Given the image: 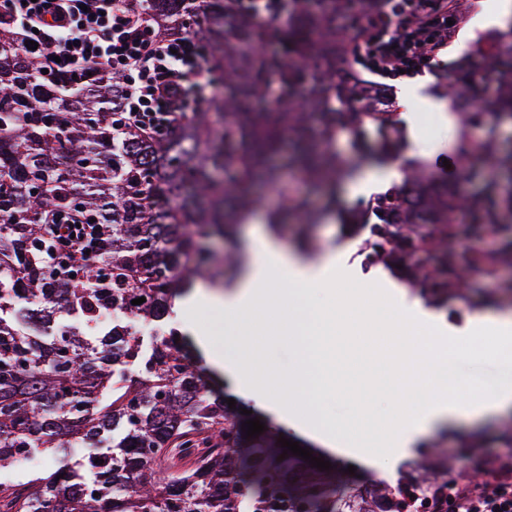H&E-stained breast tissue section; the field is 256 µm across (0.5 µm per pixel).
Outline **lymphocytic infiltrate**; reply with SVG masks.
<instances>
[{
	"label": "lymphocytic infiltrate",
	"instance_id": "f902f5d3",
	"mask_svg": "<svg viewBox=\"0 0 512 512\" xmlns=\"http://www.w3.org/2000/svg\"><path fill=\"white\" fill-rule=\"evenodd\" d=\"M478 0H383L356 15L345 43L364 71L385 79L413 77L447 54ZM36 42L35 57L49 75L85 76L97 63L125 76L119 113L141 129L171 132L186 113L213 99L199 40L165 39L145 13L124 0H0V26ZM61 251L55 270L79 274L100 263L105 237L99 225L49 224ZM454 497L435 490L427 512H512V462L487 480L465 478Z\"/></svg>",
	"mask_w": 512,
	"mask_h": 512
}]
</instances>
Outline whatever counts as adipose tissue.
<instances>
[{"mask_svg": "<svg viewBox=\"0 0 512 512\" xmlns=\"http://www.w3.org/2000/svg\"><path fill=\"white\" fill-rule=\"evenodd\" d=\"M298 284L305 287L304 315L310 326L295 336L297 367L288 373L272 371L266 367L260 342L265 336L287 334L289 318L299 313L294 301ZM379 295L372 282L356 291L343 288L332 255L308 264L282 252L272 238L257 235L235 290L209 298L210 308L222 313L226 322L224 348L211 346L206 336L199 342L208 364L254 409L349 458H364L367 449L375 448L387 459L434 429L512 411L511 384L479 394L457 380L454 359L442 336H429L423 346L405 348V340L418 333L421 316L400 310L371 313L368 304ZM475 333L494 338L498 357L512 362V312L479 316ZM335 335L361 343L366 353L378 354L379 373L358 390L343 391L349 412L330 429L310 420L304 408L334 389L337 360L331 338ZM374 392L386 401L381 408L384 421L377 433L368 436L359 421L370 411L369 396Z\"/></svg>", "mask_w": 512, "mask_h": 512, "instance_id": "adipose-tissue-1", "label": "adipose tissue"}]
</instances>
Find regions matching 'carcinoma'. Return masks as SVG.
Here are the masks:
<instances>
[{
    "instance_id": "carcinoma-1",
    "label": "carcinoma",
    "mask_w": 512,
    "mask_h": 512,
    "mask_svg": "<svg viewBox=\"0 0 512 512\" xmlns=\"http://www.w3.org/2000/svg\"><path fill=\"white\" fill-rule=\"evenodd\" d=\"M228 0H206L198 34L206 42L210 75L224 89L218 105L224 124L193 112L165 135L110 119L123 76L99 68L80 87L45 78L41 63L21 51L12 29L0 26V469L37 452L55 457L87 445L75 465L37 474L27 492L0 485L7 512H351L336 501L337 474L310 469L285 456L267 434L246 436V417L229 408L191 363L184 335L156 338L149 357L123 323L94 336L60 325L63 312L86 322L120 311L132 300L134 317L168 318L178 293L210 271L204 245L232 239L233 228L259 206L256 182L276 187L282 208L275 227L306 226L337 217L366 239V261L437 301L460 297L472 274L496 278L512 271V225L501 212L512 197L492 183L461 198L456 182L432 172L407 179L374 197L365 211L349 213L339 192L352 177L336 150L344 138L361 152L370 133L386 161L400 139L392 113L373 104V88L336 74L346 50L336 17L381 0H277L297 18L280 41V54L258 50L264 30L253 5L240 0L229 23ZM196 0H146V12L165 33H190ZM452 76V101L472 126H487L482 154L512 169L498 129L512 124V46L485 43ZM491 72L498 95L481 112L468 109L477 66ZM292 142L285 165L302 170L322 208L296 197L268 158ZM38 190H33L34 184ZM466 205L477 229L495 237L490 252L455 246L456 215ZM103 225L105 273L59 282L50 262L44 224ZM112 439L102 451L95 444ZM178 448L190 463L161 486L154 463Z\"/></svg>"
}]
</instances>
